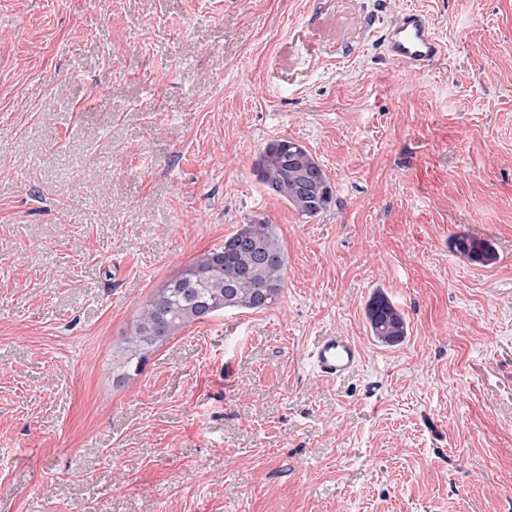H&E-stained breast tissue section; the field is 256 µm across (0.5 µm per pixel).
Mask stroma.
Segmentation results:
<instances>
[{
  "label": "stroma",
  "instance_id": "stroma-1",
  "mask_svg": "<svg viewBox=\"0 0 512 512\" xmlns=\"http://www.w3.org/2000/svg\"><path fill=\"white\" fill-rule=\"evenodd\" d=\"M408 9L421 73L372 37ZM287 137L335 188L311 220L253 173ZM255 218L279 303L117 382L156 288ZM0 512H512V0H0ZM380 45L390 61L415 72L423 71L443 51L431 19L414 9L402 12L384 26ZM453 247L461 255L475 263L492 265L497 260V253L490 244L473 239L468 235H457ZM367 318L372 336L384 344H398L406 336L407 324L403 314L382 294H376L369 300ZM361 362L360 346L349 336H325L315 344L311 354V364L315 372L330 380L352 373Z\"/></svg>",
  "mask_w": 512,
  "mask_h": 512
}]
</instances>
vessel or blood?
<instances>
[{
	"instance_id": "obj_1",
	"label": "vessel or blood",
	"mask_w": 512,
	"mask_h": 512,
	"mask_svg": "<svg viewBox=\"0 0 512 512\" xmlns=\"http://www.w3.org/2000/svg\"><path fill=\"white\" fill-rule=\"evenodd\" d=\"M380 45L390 61L415 72L423 71L443 51L431 19L414 9L402 12L384 26ZM361 362L359 344L336 334L320 339L311 354L315 372L330 380L352 373Z\"/></svg>"
}]
</instances>
